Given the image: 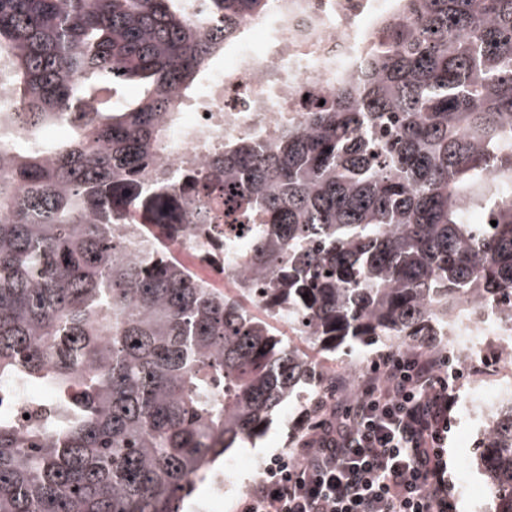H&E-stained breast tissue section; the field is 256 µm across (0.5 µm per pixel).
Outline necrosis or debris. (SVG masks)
<instances>
[{"label":"necrosis or debris","mask_w":512,"mask_h":512,"mask_svg":"<svg viewBox=\"0 0 512 512\" xmlns=\"http://www.w3.org/2000/svg\"><path fill=\"white\" fill-rule=\"evenodd\" d=\"M299 8L274 14L233 48L223 68L210 72L206 91L183 100L168 165L199 161L245 135L271 140L305 98L328 93L337 70L356 73L366 45L396 0H299ZM447 332L452 350L473 362L494 339L512 354V318L487 305L462 307Z\"/></svg>","instance_id":"1"}]
</instances>
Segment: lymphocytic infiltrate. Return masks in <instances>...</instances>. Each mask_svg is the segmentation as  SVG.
Masks as SVG:
<instances>
[{"mask_svg": "<svg viewBox=\"0 0 512 512\" xmlns=\"http://www.w3.org/2000/svg\"><path fill=\"white\" fill-rule=\"evenodd\" d=\"M377 369L294 459L266 466L244 512H453L446 447L462 369L421 354Z\"/></svg>", "mask_w": 512, "mask_h": 512, "instance_id": "lymphocytic-infiltrate-1", "label": "lymphocytic infiltrate"}]
</instances>
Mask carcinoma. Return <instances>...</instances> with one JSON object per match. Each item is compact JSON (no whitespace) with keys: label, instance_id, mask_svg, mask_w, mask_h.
Listing matches in <instances>:
<instances>
[{"label":"carcinoma","instance_id":"1","mask_svg":"<svg viewBox=\"0 0 512 512\" xmlns=\"http://www.w3.org/2000/svg\"><path fill=\"white\" fill-rule=\"evenodd\" d=\"M275 6L0 0V512H178L299 383L328 391L285 316L445 357L462 305L512 311V0H400L324 105L164 167L182 98ZM213 182L229 290L169 250L188 208L212 231ZM16 383L54 408L19 423ZM475 459L512 512V400Z\"/></svg>","mask_w":512,"mask_h":512}]
</instances>
